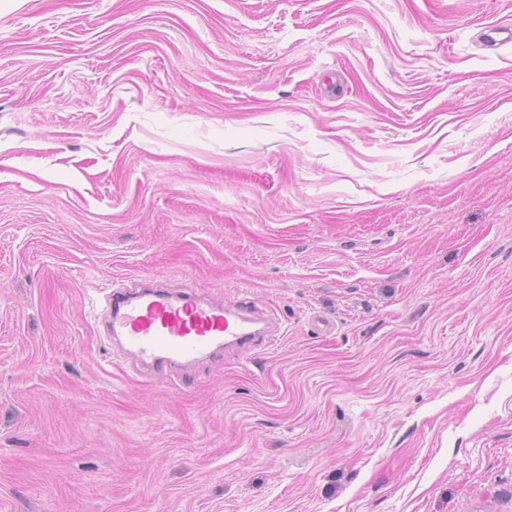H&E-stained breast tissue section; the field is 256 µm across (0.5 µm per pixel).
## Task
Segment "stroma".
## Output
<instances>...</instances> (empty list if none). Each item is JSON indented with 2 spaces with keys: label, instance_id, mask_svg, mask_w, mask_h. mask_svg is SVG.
<instances>
[{
  "label": "stroma",
  "instance_id": "stroma-1",
  "mask_svg": "<svg viewBox=\"0 0 512 512\" xmlns=\"http://www.w3.org/2000/svg\"><path fill=\"white\" fill-rule=\"evenodd\" d=\"M505 20L0 0V512H512ZM143 279L277 326L142 372Z\"/></svg>",
  "mask_w": 512,
  "mask_h": 512
}]
</instances>
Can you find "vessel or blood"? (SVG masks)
I'll use <instances>...</instances> for the list:
<instances>
[{
    "label": "vessel or blood",
    "instance_id": "b4317fda",
    "mask_svg": "<svg viewBox=\"0 0 512 512\" xmlns=\"http://www.w3.org/2000/svg\"><path fill=\"white\" fill-rule=\"evenodd\" d=\"M266 315L241 304L227 308L170 290L138 283L112 294L108 333L132 359L154 371L186 369L201 358L241 349L260 338Z\"/></svg>",
    "mask_w": 512,
    "mask_h": 512
}]
</instances>
